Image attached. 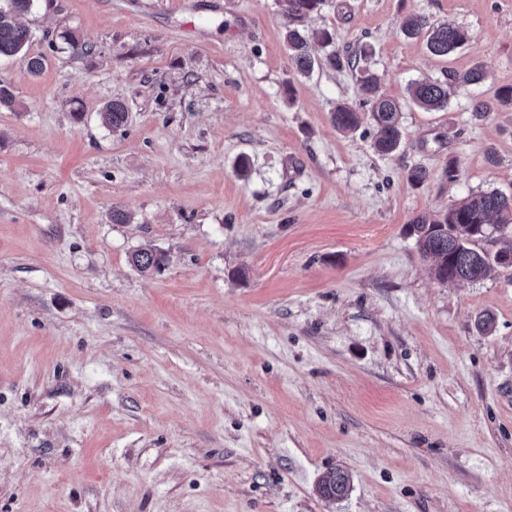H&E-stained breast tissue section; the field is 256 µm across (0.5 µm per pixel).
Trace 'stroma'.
<instances>
[{
    "mask_svg": "<svg viewBox=\"0 0 512 512\" xmlns=\"http://www.w3.org/2000/svg\"><path fill=\"white\" fill-rule=\"evenodd\" d=\"M283 9L23 16L28 48L0 58V512H512V268L439 283L408 233L512 193V110L471 114L512 85V0H326L310 26L349 63L307 77ZM411 14L472 39L434 56ZM478 64L445 110L409 97ZM365 70L401 105L390 155L331 122ZM140 247L161 270L131 264ZM336 468L352 488L333 501ZM127 114V107L120 99L109 101L100 112L103 123L113 128L122 126L127 121ZM319 493L326 498L341 500L351 490V476L343 469L337 468L323 475L318 482Z\"/></svg>",
    "mask_w": 512,
    "mask_h": 512,
    "instance_id": "obj_1",
    "label": "stroma"
}]
</instances>
